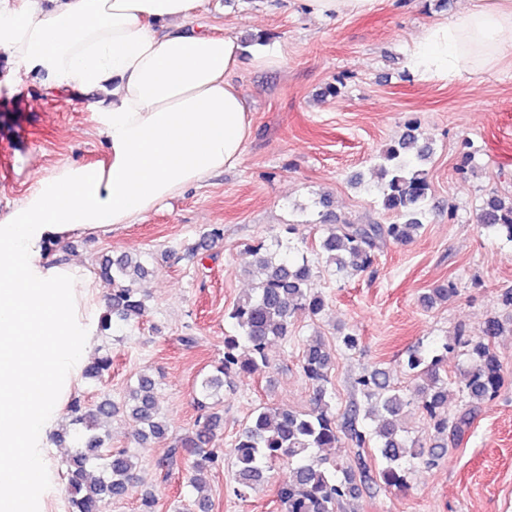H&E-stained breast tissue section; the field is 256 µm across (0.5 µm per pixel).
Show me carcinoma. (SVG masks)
<instances>
[{
	"label": "carcinoma",
	"mask_w": 512,
	"mask_h": 512,
	"mask_svg": "<svg viewBox=\"0 0 512 512\" xmlns=\"http://www.w3.org/2000/svg\"><path fill=\"white\" fill-rule=\"evenodd\" d=\"M433 155L432 142L409 132L386 147L377 163V188L382 209L398 220L382 224L375 219L333 216V226L320 243L327 266L340 274L350 267L365 270L373 266L377 253L388 242L415 238L429 213L427 163ZM478 223L512 242V195L492 191L483 199ZM253 261L245 268L253 281L251 292L234 303L229 318L235 330L224 336V356L196 381V404L200 411L196 429L179 438L157 462L169 473L182 458L194 472L219 463V451L210 447L222 418L214 402L231 386L237 374H259L271 367L269 345L288 338L292 322L301 316L318 317L326 307L324 296L315 291L313 264L306 258L297 262L290 255L259 244L251 248ZM147 273L138 258L121 254L102 260L98 276L112 284L109 301L100 316L99 333L112 334L114 328L145 316L147 298L134 285ZM457 293L452 282L428 289L421 297L426 308L448 302ZM472 366L458 388L466 399L463 411L448 418V396L452 382L439 373L440 359L426 361L409 355L406 368L418 382L420 404L437 442L426 447L399 425V415L407 405L391 384L389 372L375 368L359 375L354 382L362 402H352L341 414L333 411L334 393L328 388L332 366L330 352L319 336L304 344L301 369L313 389L311 406L304 411L272 406L257 407L232 448L236 493L245 498L263 483L278 462L288 470L276 487V498L283 512H339L344 503L356 498L360 487L381 483L389 488L407 486L408 474L417 465L431 466L450 444H457L472 424L480 405L494 398L501 388L500 364L483 339L470 340ZM112 370L108 351L87 362L83 376L101 380ZM156 383L143 374L127 386L119 402L107 395L85 401L71 399L68 414L73 428L57 434L59 441L71 438L75 452L63 461L69 512H103L105 504L129 493L136 484L138 461L127 449L114 450L107 434L100 433V422L122 413L132 422L140 443L166 439L168 426L156 401ZM357 448L345 463L332 462L318 454L337 448L342 439ZM372 448L382 467L371 470L364 452Z\"/></svg>",
	"instance_id": "carcinoma-1"
}]
</instances>
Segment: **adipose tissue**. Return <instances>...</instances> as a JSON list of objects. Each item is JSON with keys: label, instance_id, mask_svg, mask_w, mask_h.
I'll list each match as a JSON object with an SVG mask.
<instances>
[{"label": "adipose tissue", "instance_id": "ef3b65f1", "mask_svg": "<svg viewBox=\"0 0 512 512\" xmlns=\"http://www.w3.org/2000/svg\"><path fill=\"white\" fill-rule=\"evenodd\" d=\"M203 0H0V48L44 70L58 95L99 97L109 165L63 164L40 176L0 222V497L32 496L38 449L82 377L101 302L83 265L47 246L128 224L237 164L251 120L229 79L230 36L198 22ZM512 47V0H467L415 37L421 83L472 76Z\"/></svg>", "mask_w": 512, "mask_h": 512}]
</instances>
